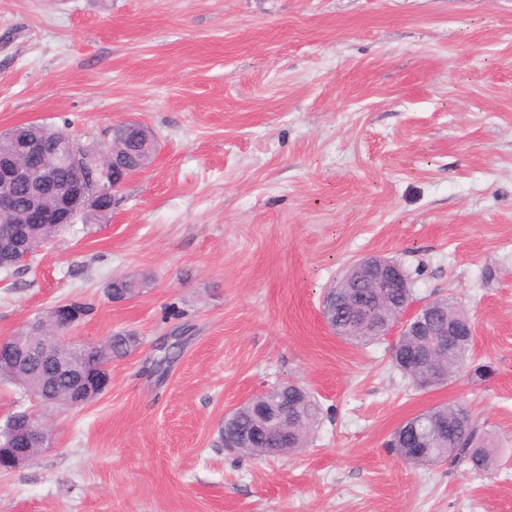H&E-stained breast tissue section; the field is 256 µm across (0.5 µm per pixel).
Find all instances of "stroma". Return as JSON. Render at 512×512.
<instances>
[{
	"label": "stroma",
	"instance_id": "stroma-1",
	"mask_svg": "<svg viewBox=\"0 0 512 512\" xmlns=\"http://www.w3.org/2000/svg\"><path fill=\"white\" fill-rule=\"evenodd\" d=\"M121 121L155 132L152 166L109 223L0 272V341L78 301L70 338L139 345L82 407L0 381V426L50 429L0 470V512H512V0H0V130L103 148ZM368 254L416 297L458 298L489 380L419 391L391 337L329 331L325 289ZM142 275L112 302V279ZM279 382L321 406L307 448H225V412ZM447 403L500 439L492 473L389 448Z\"/></svg>",
	"mask_w": 512,
	"mask_h": 512
}]
</instances>
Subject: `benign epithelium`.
<instances>
[{
  "label": "benign epithelium",
  "mask_w": 512,
  "mask_h": 512,
  "mask_svg": "<svg viewBox=\"0 0 512 512\" xmlns=\"http://www.w3.org/2000/svg\"><path fill=\"white\" fill-rule=\"evenodd\" d=\"M155 151V142L147 137L140 157L133 161L115 148L94 153L67 135L23 140L16 153L0 164V268L12 269L29 261L28 228L75 224L85 213L100 210L104 197L112 198V205H117L122 186L150 166ZM30 184L37 187V192L20 219L15 220L14 190ZM350 272L353 279L346 285L339 280L335 287L354 289L371 282L376 288H399L405 292L411 288L401 264L385 256L360 257L351 263ZM411 307V313L398 314L395 330L390 335L420 337L417 356L420 363L433 365L438 356L453 348L458 337L474 335L470 321H437V308L431 299L414 301ZM56 319L62 325L57 335L44 336L32 328L18 343L1 341L0 353L7 352L10 361L17 364L34 358L53 364L55 373L72 379L74 400L70 406L79 407L106 389L109 375L94 356L87 363L75 364L61 355L68 345L63 332L82 319L80 312L63 303L56 306ZM254 416L257 427L279 440L288 439V411L280 401L254 408ZM48 442V430L32 416L27 413L14 416L6 437L0 438V469L30 461L35 457L33 449L45 448Z\"/></svg>",
  "instance_id": "obj_1"
}]
</instances>
